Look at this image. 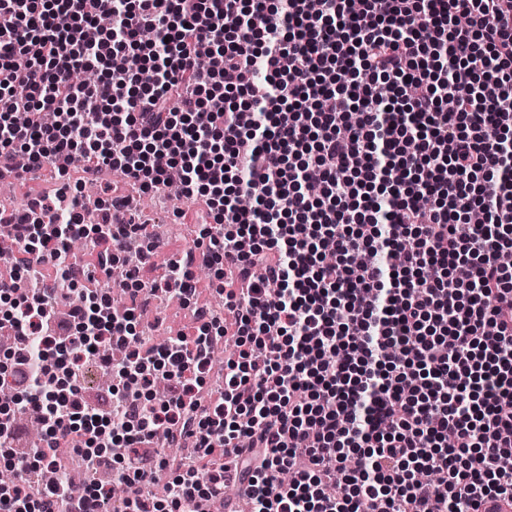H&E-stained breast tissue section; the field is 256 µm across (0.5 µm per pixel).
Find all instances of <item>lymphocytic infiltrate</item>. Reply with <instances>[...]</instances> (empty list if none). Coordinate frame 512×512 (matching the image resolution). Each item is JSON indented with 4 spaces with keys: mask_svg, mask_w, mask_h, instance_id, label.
<instances>
[{
    "mask_svg": "<svg viewBox=\"0 0 512 512\" xmlns=\"http://www.w3.org/2000/svg\"><path fill=\"white\" fill-rule=\"evenodd\" d=\"M104 13L111 25L87 38ZM95 67L96 82H72ZM21 154L30 169L62 156L89 181L109 167L142 193L175 181L203 199L205 251L154 287L187 298L194 262L223 266L234 320L200 310L194 330L144 347L132 266L122 309L100 315L108 298L93 291L56 321L83 276L67 261L87 231L82 195L33 199L17 237L27 295L0 277L23 341L0 352V375L40 410L42 440L12 447L16 412L0 413L15 474L0 512L73 499L160 512L162 480L169 512H197L236 472L253 512H512V267L499 261L512 251V0H0V167ZM122 204L110 196L88 229L109 259L137 230L112 223ZM364 250L377 260L353 262ZM216 334L237 350L207 404L196 373ZM90 360L112 374L108 408L81 394ZM160 379L173 390L159 400ZM159 430L193 447L178 469L145 451ZM84 433L87 480L43 483ZM103 469L124 498L95 482Z\"/></svg>",
    "mask_w": 512,
    "mask_h": 512,
    "instance_id": "f902f5d3",
    "label": "lymphocytic infiltrate"
}]
</instances>
